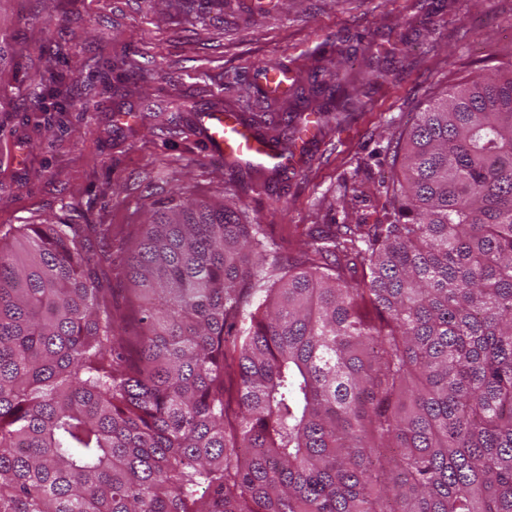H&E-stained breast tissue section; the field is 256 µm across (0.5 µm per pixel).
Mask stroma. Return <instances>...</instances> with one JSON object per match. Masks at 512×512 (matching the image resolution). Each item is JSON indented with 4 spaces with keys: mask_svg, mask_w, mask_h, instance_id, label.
<instances>
[{
    "mask_svg": "<svg viewBox=\"0 0 512 512\" xmlns=\"http://www.w3.org/2000/svg\"><path fill=\"white\" fill-rule=\"evenodd\" d=\"M0 230L80 214L112 229V285L137 225L176 189L232 200L282 259L322 224H379L400 133L429 100L512 62V0H0ZM305 90L264 98L261 68ZM376 79H369V72ZM349 74L358 107L288 173L228 168L202 113L305 112Z\"/></svg>",
    "mask_w": 512,
    "mask_h": 512,
    "instance_id": "stroma-1",
    "label": "stroma"
}]
</instances>
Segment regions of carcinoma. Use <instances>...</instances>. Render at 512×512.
I'll return each mask as SVG.
<instances>
[{
  "mask_svg": "<svg viewBox=\"0 0 512 512\" xmlns=\"http://www.w3.org/2000/svg\"><path fill=\"white\" fill-rule=\"evenodd\" d=\"M334 92L321 129L355 107ZM396 158L385 223L287 264L172 192L122 296L110 227L1 234L0 512H512V67Z\"/></svg>",
  "mask_w": 512,
  "mask_h": 512,
  "instance_id": "1",
  "label": "carcinoma"
}]
</instances>
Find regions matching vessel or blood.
<instances>
[{"label": "vessel or blood", "mask_w": 512, "mask_h": 512, "mask_svg": "<svg viewBox=\"0 0 512 512\" xmlns=\"http://www.w3.org/2000/svg\"><path fill=\"white\" fill-rule=\"evenodd\" d=\"M206 143L219 160L231 165L263 167L276 155L253 130L239 124L232 114L215 111L203 117Z\"/></svg>", "instance_id": "obj_1"}]
</instances>
